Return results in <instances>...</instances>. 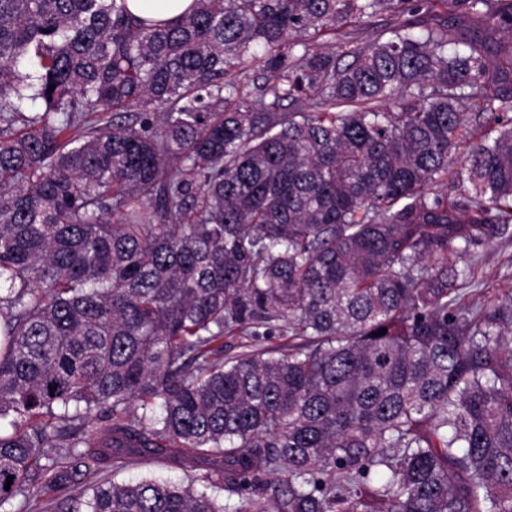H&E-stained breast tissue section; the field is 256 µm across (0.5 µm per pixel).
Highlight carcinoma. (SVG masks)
Here are the masks:
<instances>
[{
    "label": "carcinoma",
    "instance_id": "1",
    "mask_svg": "<svg viewBox=\"0 0 512 512\" xmlns=\"http://www.w3.org/2000/svg\"><path fill=\"white\" fill-rule=\"evenodd\" d=\"M511 224L512 0H0V512H512ZM193 0H128L134 14L157 20H171L182 16L191 9ZM393 21L394 18L390 13L378 15L363 25L347 29L348 35L345 39L359 43L370 41L378 31L388 28ZM479 251V277L484 280L486 288H505V275L507 277L512 273V224L489 246ZM136 463L123 468L120 472L115 475V479L118 481H130L137 480L147 474L154 475L163 479L172 480L175 482L186 480L188 474L194 473L188 469L185 471L179 466L170 464L166 459H155L149 458L144 460L141 458H135Z\"/></svg>",
    "mask_w": 512,
    "mask_h": 512
}]
</instances>
